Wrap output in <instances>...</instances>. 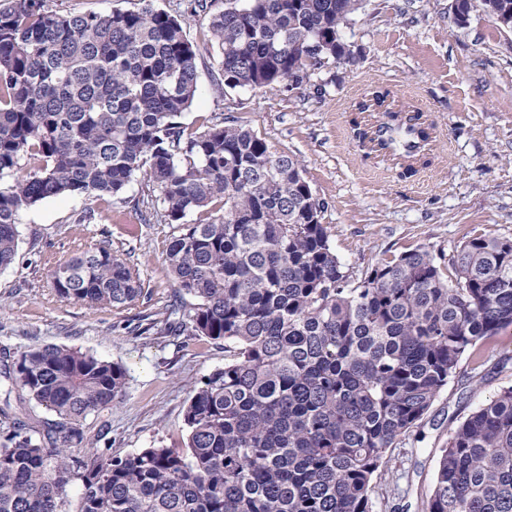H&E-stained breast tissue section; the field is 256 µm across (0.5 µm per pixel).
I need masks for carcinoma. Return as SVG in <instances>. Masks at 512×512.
Wrapping results in <instances>:
<instances>
[{"instance_id":"cac0c4a2","label":"carcinoma","mask_w":512,"mask_h":512,"mask_svg":"<svg viewBox=\"0 0 512 512\" xmlns=\"http://www.w3.org/2000/svg\"><path fill=\"white\" fill-rule=\"evenodd\" d=\"M362 0H230L210 17L227 85L274 89L343 50ZM182 14L139 0L108 14L46 0L0 6V271L18 215L52 197L159 190L176 301L142 328L224 342V367L191 386L185 448L105 457L85 422L125 391L115 362L74 347L0 353L19 402L0 414V512H372L389 452L473 356L474 377L512 327V240L474 237L447 259L416 248L355 281L299 159L242 124L182 122L198 91ZM389 92L358 110L390 114ZM430 139L416 111L363 133ZM200 213L194 223L186 218ZM56 295L123 309L140 277L104 241L51 267ZM422 512H512V385L451 431Z\"/></svg>"}]
</instances>
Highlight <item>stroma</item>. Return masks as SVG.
<instances>
[{"label":"stroma","instance_id":"obj_1","mask_svg":"<svg viewBox=\"0 0 512 512\" xmlns=\"http://www.w3.org/2000/svg\"><path fill=\"white\" fill-rule=\"evenodd\" d=\"M207 3V12L184 20L199 49V93L183 122L235 119L275 151L296 156L325 204L322 221L352 278L421 246L449 256L476 236L512 240V30L491 22L480 0L462 27L452 0H362L341 30L351 57L328 60L301 87L273 90L225 85L209 19L227 2ZM374 90L420 108L433 128L429 162L412 177H401L396 157L367 153L354 134L351 118L376 123L377 113L356 111ZM147 193L141 176L114 199L63 196L23 209V263L0 271V349L75 346L125 368L123 396L86 422L92 435L108 424L118 457L184 447L190 386L224 365L223 343L139 330L174 295L164 264L172 229L151 219ZM105 239L138 269L144 297L122 310L97 311L60 299L49 284L52 263ZM472 366V358L461 361L418 432L393 450L385 470L404 473L409 486L375 500L374 512H421L450 430L512 385V374L489 365L482 380H473Z\"/></svg>","mask_w":512,"mask_h":512}]
</instances>
